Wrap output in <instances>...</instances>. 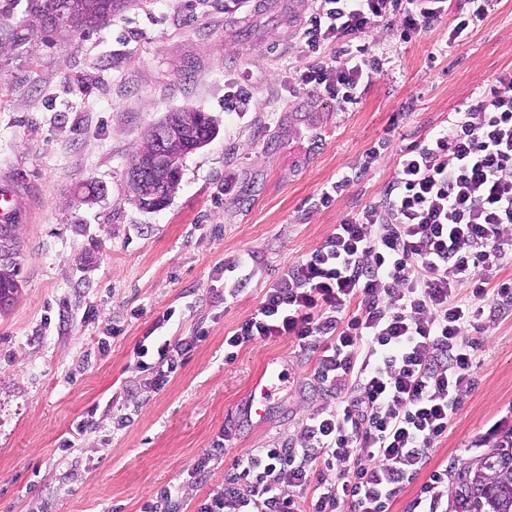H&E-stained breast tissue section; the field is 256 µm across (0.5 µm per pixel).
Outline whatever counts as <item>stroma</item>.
Instances as JSON below:
<instances>
[{"instance_id": "obj_1", "label": "stroma", "mask_w": 512, "mask_h": 512, "mask_svg": "<svg viewBox=\"0 0 512 512\" xmlns=\"http://www.w3.org/2000/svg\"><path fill=\"white\" fill-rule=\"evenodd\" d=\"M30 7L0 0V170L38 189L32 222L0 252L19 284L0 315V512H139L169 485L194 512L246 450L295 439L302 420L333 404L310 379L312 350L284 337L228 362L226 334L267 282L379 199L402 145L512 71V0H491L454 45L449 18L465 0H448L447 18L406 43L377 28L368 41L384 74L344 108L289 82L310 0L232 10L224 0H126L96 31L49 40L21 28ZM230 83L248 90L246 111H225ZM183 108L212 115L218 133L184 159L166 207L141 209L129 199L132 157L151 125ZM380 141L379 163L360 173ZM349 172L345 191L318 206L320 189ZM249 253L259 259L250 286L225 297V268ZM171 307L165 335L201 326L207 337L157 391L133 351ZM468 334L479 344L475 385L434 466L476 458L512 425V314ZM250 401L263 416L246 415ZM92 406V425L72 437ZM222 432L223 458L195 481L194 463Z\"/></svg>"}]
</instances>
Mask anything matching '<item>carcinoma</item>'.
I'll list each match as a JSON object with an SVG mask.
<instances>
[{"mask_svg":"<svg viewBox=\"0 0 512 512\" xmlns=\"http://www.w3.org/2000/svg\"><path fill=\"white\" fill-rule=\"evenodd\" d=\"M122 0H38L32 17L52 32L66 25L81 32L94 31L104 25ZM163 124L182 125L190 139L174 145L171 151L184 157L205 145L215 134L216 120L204 113L182 110L170 113ZM180 165L172 172L138 187L129 185L138 204L148 210L162 206L180 188ZM16 271L0 267V313L15 301L19 288ZM452 504L449 512H512V427L487 452L475 460L460 461L451 467Z\"/></svg>","mask_w":512,"mask_h":512,"instance_id":"cac0c4a2","label":"carcinoma"}]
</instances>
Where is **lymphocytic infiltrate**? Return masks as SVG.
I'll return each mask as SVG.
<instances>
[{
    "mask_svg": "<svg viewBox=\"0 0 512 512\" xmlns=\"http://www.w3.org/2000/svg\"><path fill=\"white\" fill-rule=\"evenodd\" d=\"M446 11V0H315L293 86L357 103L384 72L366 37L398 15L391 35L405 42ZM510 253L504 72L468 111L401 148L380 200L346 215L225 337L228 361L281 337L312 349V378L336 405L303 420L295 441L247 451L196 512H390L414 482L407 512H447L448 471L427 463L474 384L468 327L489 307H512V277L490 276ZM174 315L167 309L157 336L134 349L159 390L206 337L163 335Z\"/></svg>",
    "mask_w": 512,
    "mask_h": 512,
    "instance_id": "lymphocytic-infiltrate-1",
    "label": "lymphocytic infiltrate"
}]
</instances>
